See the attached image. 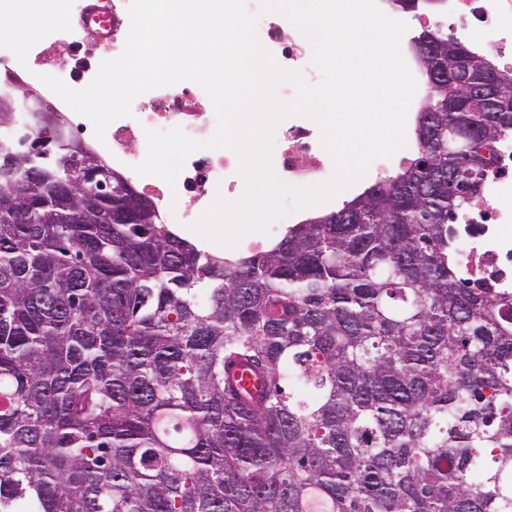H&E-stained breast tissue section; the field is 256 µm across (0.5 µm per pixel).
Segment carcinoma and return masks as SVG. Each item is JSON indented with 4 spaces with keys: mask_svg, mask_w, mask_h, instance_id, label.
Wrapping results in <instances>:
<instances>
[{
    "mask_svg": "<svg viewBox=\"0 0 512 512\" xmlns=\"http://www.w3.org/2000/svg\"><path fill=\"white\" fill-rule=\"evenodd\" d=\"M441 60L416 155L265 248H200L116 172L56 195L63 148L0 186V512H512V292L450 243L512 74L486 112Z\"/></svg>",
    "mask_w": 512,
    "mask_h": 512,
    "instance_id": "1",
    "label": "carcinoma"
}]
</instances>
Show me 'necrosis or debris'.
I'll list each match as a JSON object with an SVG mask.
<instances>
[{
    "label": "necrosis or debris",
    "mask_w": 512,
    "mask_h": 512,
    "mask_svg": "<svg viewBox=\"0 0 512 512\" xmlns=\"http://www.w3.org/2000/svg\"><path fill=\"white\" fill-rule=\"evenodd\" d=\"M71 18L77 19L83 40L62 39L48 29L38 49L15 39L0 38V101L13 99L18 86L52 98L40 80L48 74L61 78L75 89L86 87L96 74L84 43H96L99 56L109 59L121 54L129 21L115 23L117 11L127 10L129 0H103L94 19H87L89 0H66ZM390 17H402L410 30L428 28L448 32L457 41L490 57L503 71L512 72V0H440L438 9L421 4L419 10L398 14L391 0H377ZM257 33L261 44L286 69L301 71L308 83L321 79L312 63L309 41L283 16L260 18ZM218 121L208 94L196 83L184 81L146 92L132 116L112 122L104 140L94 136L93 125L80 118L75 133L98 151L112 168L126 173L146 156V130L165 132L178 127L190 138L204 143L213 137ZM493 165L476 194L456 213L455 264L467 279L484 280L496 288L512 289V133L490 146ZM272 162L285 182L310 185L329 179L333 161L320 142L318 125L305 117L283 120L275 131ZM243 183L239 159L227 148L191 154L175 183L155 176L138 178L139 190L165 213L170 224L195 223L216 197L234 198Z\"/></svg>",
    "instance_id": "4bbe7bcc"
}]
</instances>
